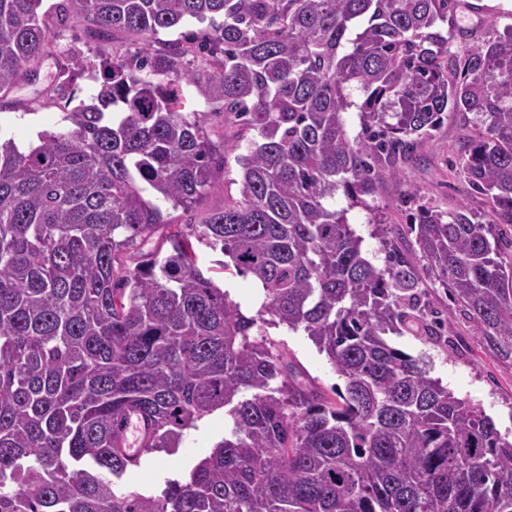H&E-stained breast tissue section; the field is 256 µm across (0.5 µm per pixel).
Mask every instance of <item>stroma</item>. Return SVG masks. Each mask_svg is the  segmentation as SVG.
<instances>
[{"label":"stroma","mask_w":512,"mask_h":512,"mask_svg":"<svg viewBox=\"0 0 512 512\" xmlns=\"http://www.w3.org/2000/svg\"><path fill=\"white\" fill-rule=\"evenodd\" d=\"M510 26L512 0H462L450 44L456 47L476 43L491 36L493 30L501 31ZM134 52V46L123 36L95 39L81 28L60 27L58 37L46 48L39 81L18 87L0 99V136L26 145L36 141L38 132L62 128L65 112L97 92L102 63L114 55L128 57ZM69 55L81 59L83 70L72 79L58 80L57 65ZM169 81L184 95L185 114L194 115L213 140L234 136V128L224 125L221 103L199 98L183 75H170ZM462 133V117L449 113L442 126L421 141L419 162L408 167L401 179L383 182L375 210L349 209L348 219L363 239L364 253L376 267L385 265L386 240L374 224L380 220L401 222L400 205L407 194H414L418 202L441 211H451L464 204L477 215H484L486 208L482 198L472 193L463 176L449 173L445 164ZM195 251L199 267L211 270L216 283L239 305L241 312L249 317L257 315L261 298L256 281L232 269L219 270L221 253L204 244H196ZM421 288L428 308L442 311L447 317L444 339L429 341L406 334L391 337V345L424 361L431 377L438 379L456 397L477 405L493 420L502 436L511 439L512 360L487 349L474 323L449 301L439 284L426 279ZM258 326L293 365L297 382L331 398L344 391V378L336 373L325 354L318 351L304 332H292L266 320L259 321ZM224 423V413L220 410L205 417L197 428L187 431L175 452L145 455L140 468L123 477L121 488L145 494L160 493L167 480L182 478L210 453L224 436Z\"/></svg>","instance_id":"obj_1"}]
</instances>
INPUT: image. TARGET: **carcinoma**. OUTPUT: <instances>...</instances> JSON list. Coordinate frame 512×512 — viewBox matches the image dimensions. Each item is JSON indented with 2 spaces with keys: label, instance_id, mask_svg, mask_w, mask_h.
I'll return each mask as SVG.
<instances>
[{
  "label": "carcinoma",
  "instance_id": "1",
  "mask_svg": "<svg viewBox=\"0 0 512 512\" xmlns=\"http://www.w3.org/2000/svg\"><path fill=\"white\" fill-rule=\"evenodd\" d=\"M41 2L0 0V94L36 82L55 24L122 33L138 53L112 58L65 128L26 147L0 137V512H512V441L389 343L443 332L413 253L392 244L376 267L347 217L460 114L448 169L487 219L410 195L407 229L512 358V27L452 53L439 25L459 0H66L56 21ZM188 20L211 32L158 39ZM190 56L204 62L197 94L255 136L217 142L182 112L163 80ZM243 140L240 197L145 249ZM195 240L261 285L259 313L326 355L339 400L295 383L200 271ZM130 250L134 267L117 269ZM219 409L232 428L183 479L158 497L118 488L135 468L118 445L129 413L150 425L149 453Z\"/></svg>",
  "mask_w": 512,
  "mask_h": 512
}]
</instances>
